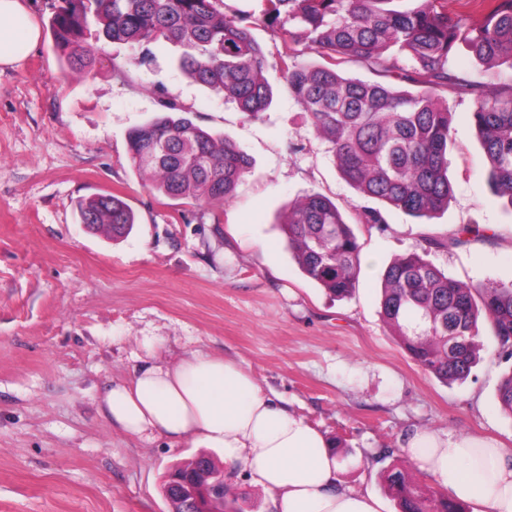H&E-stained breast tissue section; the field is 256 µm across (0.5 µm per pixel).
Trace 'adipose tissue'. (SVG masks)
Wrapping results in <instances>:
<instances>
[{
  "mask_svg": "<svg viewBox=\"0 0 512 512\" xmlns=\"http://www.w3.org/2000/svg\"><path fill=\"white\" fill-rule=\"evenodd\" d=\"M39 38L22 0H0V70L20 64ZM101 410L112 429L131 437L223 449L224 473L248 470L273 512H380L376 499L343 483L332 442L269 396L243 361L196 350L140 365L107 385ZM402 452L473 512H512V448L418 429Z\"/></svg>",
  "mask_w": 512,
  "mask_h": 512,
  "instance_id": "1",
  "label": "adipose tissue"
}]
</instances>
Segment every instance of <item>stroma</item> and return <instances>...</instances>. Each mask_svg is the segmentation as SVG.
<instances>
[{"label":"stroma","instance_id":"stroma-1","mask_svg":"<svg viewBox=\"0 0 512 512\" xmlns=\"http://www.w3.org/2000/svg\"><path fill=\"white\" fill-rule=\"evenodd\" d=\"M51 0H26L40 40L0 73V512H169L163 480L176 464L222 449L170 445L112 430L100 413L107 382L152 357L202 349L244 361L265 391L342 451L347 486L387 497L384 447L428 428L512 448L497 388L512 364L490 350L462 383L424 373L379 315L385 267L422 237L492 224L493 238L432 251L460 283L512 281V211L490 189L471 102L448 99L453 197L434 218L385 208V229L356 225V290L339 300L307 278L279 229L312 193L353 219L361 200L342 179L279 67L281 34L253 29L273 101L260 118L178 68L179 48L95 46L93 80L65 65L48 27ZM163 85L190 117L253 160L225 201L179 211L128 161L127 136L159 112ZM123 197L136 217L113 239L80 224L79 201Z\"/></svg>","mask_w":512,"mask_h":512}]
</instances>
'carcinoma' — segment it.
Returning <instances> with one entry per match:
<instances>
[{"mask_svg":"<svg viewBox=\"0 0 512 512\" xmlns=\"http://www.w3.org/2000/svg\"><path fill=\"white\" fill-rule=\"evenodd\" d=\"M260 11L230 9L224 0H57L49 29L66 65L89 80L94 46L88 42L173 44L179 67L197 83L233 100L257 118L272 101L264 77L266 56L253 37L257 26L282 32L280 71L343 179L367 201L430 219L448 207V143L452 113L439 99L452 94L473 103L471 118L488 161L489 185L512 205V0H417L408 10L396 0H259ZM465 45L489 79L453 65ZM350 65L374 80L351 76ZM128 136L131 166L152 176L156 195L217 209L231 197L253 161L222 135L202 128L172 99ZM83 224L121 237L135 224L116 194L80 204ZM355 222L380 229L384 213L364 206ZM300 270L336 298L350 296L360 272L361 244L336 203L310 194L280 225ZM472 240L465 225L449 240L423 239L389 264L382 275L379 314L403 350L443 383L464 381L484 348L512 359V283L469 287L428 259L432 250ZM512 417V369L497 390ZM376 456L398 512H467L440 491L427 493L405 472Z\"/></svg>","mask_w":512,"mask_h":512,"instance_id":"carcinoma-1","label":"carcinoma"}]
</instances>
